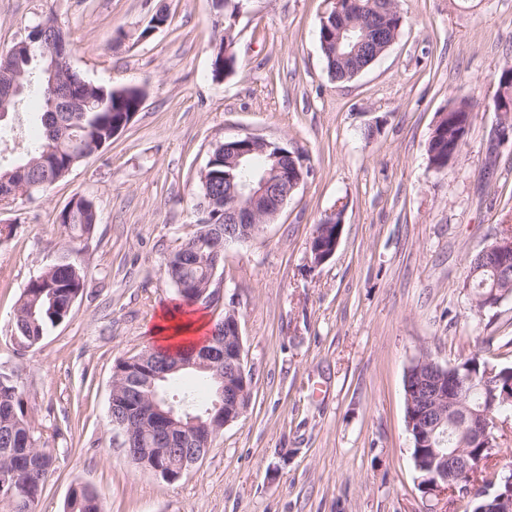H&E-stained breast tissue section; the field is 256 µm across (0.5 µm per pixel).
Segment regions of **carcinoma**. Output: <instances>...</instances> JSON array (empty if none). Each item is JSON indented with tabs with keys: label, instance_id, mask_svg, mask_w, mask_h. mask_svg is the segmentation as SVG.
I'll list each match as a JSON object with an SVG mask.
<instances>
[{
	"label": "carcinoma",
	"instance_id": "carcinoma-1",
	"mask_svg": "<svg viewBox=\"0 0 512 512\" xmlns=\"http://www.w3.org/2000/svg\"><path fill=\"white\" fill-rule=\"evenodd\" d=\"M377 0H341V11L349 20L364 18ZM243 0H215L217 13L224 14V36L211 45V57L224 59V77L236 73L238 60L234 52L235 18L241 12ZM169 13L165 4L159 2L146 25L138 34L142 38L150 30L151 24L160 27L168 22ZM335 22L326 18L320 24L319 32L326 33L328 46H320L328 74L339 81L355 77L349 61L336 56L334 47ZM44 37L41 23L32 26L26 42L28 47H12L6 56L0 58V86L11 85L18 81L22 90L0 112V123L7 121L10 115L19 111L25 94L32 92L40 100L43 112L40 116L43 128L40 141L26 158L11 167L0 166V180L7 179L15 188L33 194L45 190L66 175V170L78 166L85 155L94 149L112 144V127L121 123L137 102L143 97V90L137 86L118 89L96 85L71 65L61 67V85H81L80 94L73 100L55 99V92L46 75L49 60L41 58L40 39ZM438 138L428 141L427 152L436 153L435 160L441 166L448 165V143L455 140L456 130L453 124L443 122L437 129ZM272 165L267 156L255 153L245 157V163L231 170L224 166V151L216 147L205 167L206 176L200 177V199L208 195H224V181L234 178L239 182L252 172ZM56 220L70 230L72 237L81 239L91 234L97 224V211L92 200L83 195L72 202L71 207L62 209ZM222 230L220 224H194L193 232L175 250L164 256L163 261L174 258L172 276L173 285L187 282L202 290L209 289L200 304L208 305L213 288L211 283L213 269L208 261L209 237ZM495 261L490 254L480 252L468 258V288L474 299L481 300L493 293L512 296V271L500 272L494 267ZM86 288V272L81 261L72 258L68 265H52L31 280L20 298L15 317V330L19 343L31 347L39 342L47 328L54 326L70 313L71 297L81 295ZM469 369L465 375L469 381L464 385L468 405L478 408L487 404L482 388L487 361L473 355L465 359ZM157 382L158 401L163 407L176 410L177 416L188 419L204 416L206 409L196 398L183 393L177 401L167 393L168 379ZM496 397L498 402L493 413L512 406V367H495ZM13 433L28 439L27 448L34 456L43 459L36 469H27L20 464L16 456L5 451L4 435ZM53 465L52 454L37 444L32 422L24 410L21 391L13 375L0 371V475L13 473L17 490L10 495L7 488L0 486V502H5L10 512H37L42 496L45 479ZM71 512H107L105 504L88 487L79 489V493L67 503Z\"/></svg>",
	"mask_w": 512,
	"mask_h": 512
}]
</instances>
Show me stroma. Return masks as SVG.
Here are the masks:
<instances>
[{
	"instance_id": "35a3bbf8",
	"label": "stroma",
	"mask_w": 512,
	"mask_h": 512,
	"mask_svg": "<svg viewBox=\"0 0 512 512\" xmlns=\"http://www.w3.org/2000/svg\"><path fill=\"white\" fill-rule=\"evenodd\" d=\"M166 4V26L118 47L117 28L144 27L156 0H0V55L51 16L88 80L145 92L110 146L47 193L0 205V223L15 227L0 243V370L55 458L37 512H64L77 484L108 512H471L420 487L403 380L421 356L512 363V297L480 314L466 286L469 257L512 226V144L498 142L494 105L495 76L512 64V0H399V36L348 81L328 75L320 50L327 0H244L238 70L220 81L212 0ZM457 97L473 120L438 173L427 144ZM39 125L35 107L20 110L0 164L24 157ZM246 135L287 144L307 173L254 240L227 247L219 298L202 310L211 325L238 312L251 404L168 482L127 458L109 422L112 370L151 346L172 305L162 260L193 229L214 146ZM76 194L98 215L85 240L56 221ZM337 208L339 246L311 266L315 227ZM65 257L82 262L86 288L24 347L20 297Z\"/></svg>"
}]
</instances>
